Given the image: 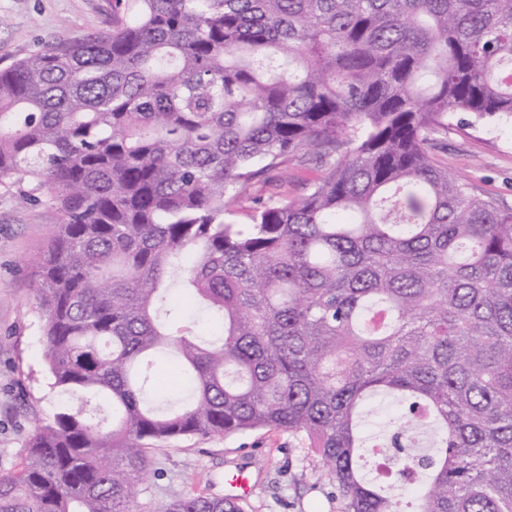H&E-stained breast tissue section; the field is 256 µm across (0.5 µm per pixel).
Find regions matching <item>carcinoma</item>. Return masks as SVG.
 <instances>
[{"label": "carcinoma", "mask_w": 512, "mask_h": 512, "mask_svg": "<svg viewBox=\"0 0 512 512\" xmlns=\"http://www.w3.org/2000/svg\"><path fill=\"white\" fill-rule=\"evenodd\" d=\"M112 27L0 68V185L48 192L35 260L72 404L0 476V512H145L156 450L301 438L342 512H512V209L432 159L460 112L512 119V0H115ZM321 164L300 200L288 165ZM251 223L227 219L240 198ZM212 327L168 309L173 289ZM188 394L157 403L154 357ZM395 497L360 460L416 428ZM151 512H244L175 493Z\"/></svg>", "instance_id": "1"}]
</instances>
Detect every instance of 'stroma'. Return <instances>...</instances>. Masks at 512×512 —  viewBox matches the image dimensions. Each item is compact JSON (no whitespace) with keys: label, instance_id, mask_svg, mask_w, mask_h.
<instances>
[{"label":"stroma","instance_id":"obj_1","mask_svg":"<svg viewBox=\"0 0 512 512\" xmlns=\"http://www.w3.org/2000/svg\"><path fill=\"white\" fill-rule=\"evenodd\" d=\"M113 19V0H0V67L49 42L109 29ZM433 159L475 195L512 208V121L453 125ZM47 220L45 205L0 186V474L21 468L27 439L68 400L52 386L37 312L32 262ZM155 469L138 496L147 512L175 492L223 494L225 473L236 470L254 487L246 512H341L319 459L285 432L184 440L157 450Z\"/></svg>","mask_w":512,"mask_h":512}]
</instances>
